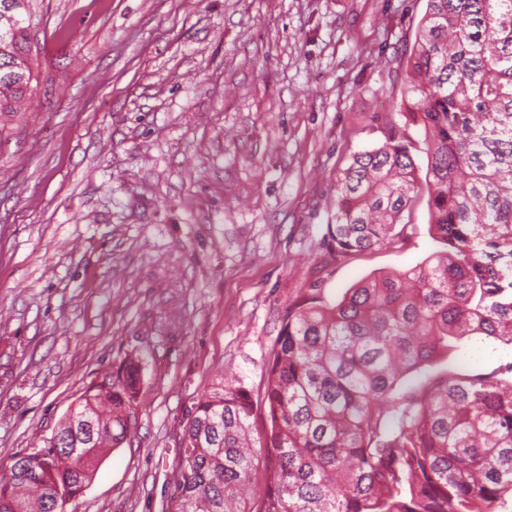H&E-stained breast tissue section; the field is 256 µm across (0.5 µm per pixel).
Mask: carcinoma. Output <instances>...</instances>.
Instances as JSON below:
<instances>
[{"instance_id":"1","label":"carcinoma","mask_w":512,"mask_h":512,"mask_svg":"<svg viewBox=\"0 0 512 512\" xmlns=\"http://www.w3.org/2000/svg\"><path fill=\"white\" fill-rule=\"evenodd\" d=\"M31 2L0 6L1 113L37 89ZM408 65L405 109L423 132L431 230L447 251L288 312L265 368L259 445L251 391L215 382L185 428L176 512H497L512 502V365L402 387L474 337L512 346V0H427ZM412 149L393 124L336 175L327 229L340 250L403 235L418 192ZM139 371L131 359L84 393L77 411L93 408L94 438L65 420L69 444L17 456L0 477V512H46L48 492H82L101 450L130 433Z\"/></svg>"}]
</instances>
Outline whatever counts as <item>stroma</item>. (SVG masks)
<instances>
[{"mask_svg":"<svg viewBox=\"0 0 512 512\" xmlns=\"http://www.w3.org/2000/svg\"><path fill=\"white\" fill-rule=\"evenodd\" d=\"M40 86L0 117V475L140 360L130 439L66 512H175L184 427L222 371L258 403L290 309L445 245L426 196L395 243L341 253L336 175L410 126L427 0H33ZM465 342L411 375L488 374Z\"/></svg>","mask_w":512,"mask_h":512,"instance_id":"obj_1","label":"stroma"}]
</instances>
